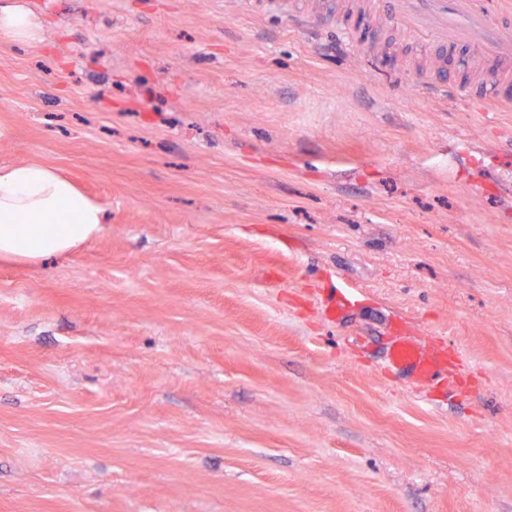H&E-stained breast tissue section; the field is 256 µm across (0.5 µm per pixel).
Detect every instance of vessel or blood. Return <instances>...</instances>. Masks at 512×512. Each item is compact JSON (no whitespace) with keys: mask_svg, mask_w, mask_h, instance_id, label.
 Wrapping results in <instances>:
<instances>
[{"mask_svg":"<svg viewBox=\"0 0 512 512\" xmlns=\"http://www.w3.org/2000/svg\"><path fill=\"white\" fill-rule=\"evenodd\" d=\"M391 20L411 39L422 44L449 48L469 44L492 65L472 94L497 103L512 102V37L505 27L512 22V0H499L489 12L479 0H381ZM385 366L409 373L420 386L432 382L437 360L409 340L395 342L385 357Z\"/></svg>","mask_w":512,"mask_h":512,"instance_id":"vessel-or-blood-1","label":"vessel or blood"}]
</instances>
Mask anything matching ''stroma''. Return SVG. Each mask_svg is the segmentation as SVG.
<instances>
[{"label": "stroma", "mask_w": 512, "mask_h": 512, "mask_svg": "<svg viewBox=\"0 0 512 512\" xmlns=\"http://www.w3.org/2000/svg\"><path fill=\"white\" fill-rule=\"evenodd\" d=\"M26 4L0 163L110 220L0 263V512H512V107L456 97L472 49L373 0ZM385 366L390 371L409 372L417 385L426 386L433 381L437 359L412 341L399 340L389 348Z\"/></svg>", "instance_id": "35a3bbf8"}]
</instances>
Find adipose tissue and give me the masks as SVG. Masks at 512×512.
<instances>
[{
	"mask_svg": "<svg viewBox=\"0 0 512 512\" xmlns=\"http://www.w3.org/2000/svg\"><path fill=\"white\" fill-rule=\"evenodd\" d=\"M0 28L18 41L41 28L23 0H0ZM106 208L36 162L0 163V262L40 265L63 259L98 237Z\"/></svg>",
	"mask_w": 512,
	"mask_h": 512,
	"instance_id": "ef3b65f1",
	"label": "adipose tissue"
}]
</instances>
